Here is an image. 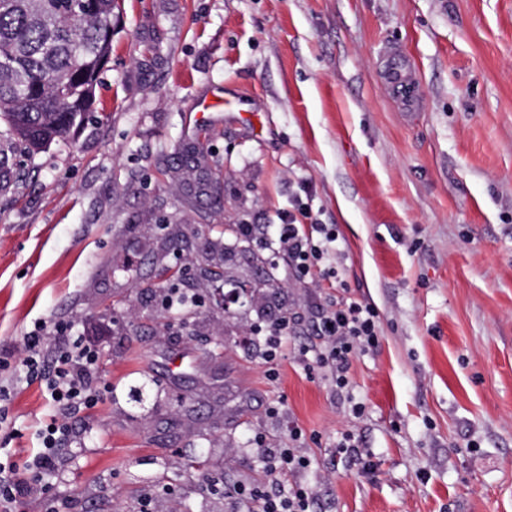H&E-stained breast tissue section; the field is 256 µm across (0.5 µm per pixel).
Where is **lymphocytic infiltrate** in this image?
<instances>
[{
  "instance_id": "1",
  "label": "lymphocytic infiltrate",
  "mask_w": 512,
  "mask_h": 512,
  "mask_svg": "<svg viewBox=\"0 0 512 512\" xmlns=\"http://www.w3.org/2000/svg\"><path fill=\"white\" fill-rule=\"evenodd\" d=\"M265 232L276 258L283 260L294 282L318 284L336 278V269L329 258L334 253L336 231L333 225L317 221L303 222L295 214H286L280 223L257 229L253 224H239V237L256 239ZM68 323L52 328H38L26 336L17 362L27 382L39 383L50 401L58 407L42 434V446L37 452L18 461L12 449L0 452V512H22V506L32 490L48 493L52 487L55 456L70 434L62 413L82 407H92L103 400L106 389L97 382L99 354L84 337L71 333ZM321 340L316 348H304L299 357L308 372L327 376L337 389L348 388V369L353 357L374 348L378 343V314L368 303L345 300L324 310L314 327ZM57 344L53 363L44 360L47 341ZM260 461L266 475L262 486H240L237 496L245 512H312L317 498L314 486L299 481L298 475L310 466L302 454L304 433L298 426L288 429V445L284 448L265 447L261 436H254ZM293 476L288 489H281L285 476Z\"/></svg>"
}]
</instances>
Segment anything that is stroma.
<instances>
[{
    "label": "stroma",
    "instance_id": "35a3bbf8",
    "mask_svg": "<svg viewBox=\"0 0 512 512\" xmlns=\"http://www.w3.org/2000/svg\"><path fill=\"white\" fill-rule=\"evenodd\" d=\"M413 72L405 110L391 53ZM232 110L192 129L202 99ZM0 123V386L38 447L56 410L17 378L38 324L100 351L112 391L70 414L65 512H238L250 438L309 434L315 512H512V0H122L95 110L37 152ZM204 148L198 166L184 150ZM309 181L336 227L334 286L262 287L236 224H275ZM206 304L164 322L157 272ZM374 306L350 386L308 378L323 308ZM290 313L278 378L252 331ZM281 404L278 416L267 409ZM362 404V414L352 412ZM353 434L360 459L334 454Z\"/></svg>",
    "mask_w": 512,
    "mask_h": 512
}]
</instances>
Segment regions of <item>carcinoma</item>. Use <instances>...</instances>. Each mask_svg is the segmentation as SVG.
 I'll list each match as a JSON object with an SVG mask.
<instances>
[{"label": "carcinoma", "instance_id": "obj_1", "mask_svg": "<svg viewBox=\"0 0 512 512\" xmlns=\"http://www.w3.org/2000/svg\"><path fill=\"white\" fill-rule=\"evenodd\" d=\"M120 0H0V122L38 151L93 111Z\"/></svg>", "mask_w": 512, "mask_h": 512}]
</instances>
